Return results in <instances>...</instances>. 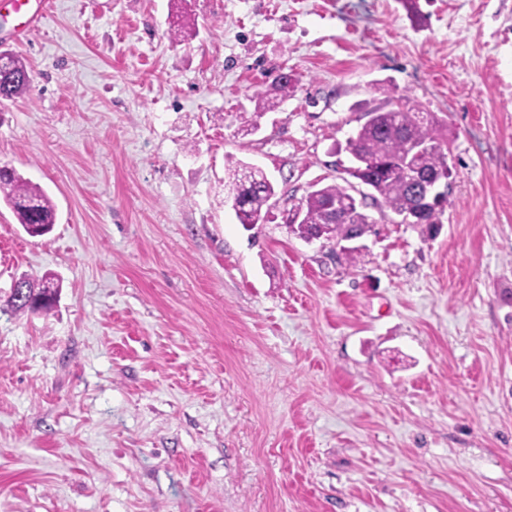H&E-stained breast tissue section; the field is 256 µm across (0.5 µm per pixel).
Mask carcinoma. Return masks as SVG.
<instances>
[{
  "label": "carcinoma",
  "mask_w": 512,
  "mask_h": 512,
  "mask_svg": "<svg viewBox=\"0 0 512 512\" xmlns=\"http://www.w3.org/2000/svg\"><path fill=\"white\" fill-rule=\"evenodd\" d=\"M0 57L6 59V68L0 71V98L11 99L23 94L30 84L26 65L7 54L1 53ZM292 88V79L278 74L271 89L259 97L258 109H275ZM437 124L434 115H424L398 101L389 109L368 111L367 120L346 141L345 151L355 162L347 168L348 175L368 186L372 190L371 199L403 221L420 206L423 197L421 185L403 174L408 165L410 146L425 141H443ZM425 169L429 175L449 169L446 150L430 154L425 159ZM228 183L230 191L237 195L235 215L238 222L246 229L259 224L263 209L269 207V200L276 196L273 183L260 169L246 171L240 162L229 170ZM346 191V187L334 183L308 193L297 204L304 219L293 228V233L302 235L325 223L328 206ZM0 194L15 212L20 225L38 224L49 228L55 224L56 209L48 194L40 185L8 165H0ZM371 223L373 219L364 203L349 222L334 224L333 238H347L361 226ZM22 283L26 287L24 296L11 291L9 304L12 311L47 313L53 308L50 303L36 307L32 301L44 297L47 292L45 286H59L54 278L48 275L32 278L25 274Z\"/></svg>",
  "instance_id": "carcinoma-1"
}]
</instances>
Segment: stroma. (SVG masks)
I'll use <instances>...</instances> for the list:
<instances>
[{
    "label": "stroma",
    "instance_id": "1",
    "mask_svg": "<svg viewBox=\"0 0 512 512\" xmlns=\"http://www.w3.org/2000/svg\"><path fill=\"white\" fill-rule=\"evenodd\" d=\"M52 2L0 17V165L57 209L0 200V512H512V0ZM399 99L449 142L439 232L369 207L351 265L289 233ZM238 161L277 191L249 231ZM48 1L37 0H5L2 2L8 11L20 20L21 33L24 34L34 29L43 19L49 8ZM6 59V68L0 71V98L11 99L23 94L29 84L30 77L26 65L18 58L0 54V60ZM292 88V79L285 77L283 73L278 74L273 80L271 89L259 97L258 109L261 111L275 109L280 101L288 97V92ZM0 196L13 209L22 227L38 224L49 230L54 226L56 209L48 194L8 165H0ZM20 279L23 285L26 287L25 295L19 297L12 288L11 296L9 298V304L14 312H29V313H47L52 308L53 305L51 303H43L38 307H35L31 301L37 300L39 298H43L46 292L49 289H55L56 292H59L60 285L58 282H54V278L44 275L41 278H32L28 275H23ZM47 285L54 286L57 288H43Z\"/></svg>",
    "mask_w": 512,
    "mask_h": 512
}]
</instances>
